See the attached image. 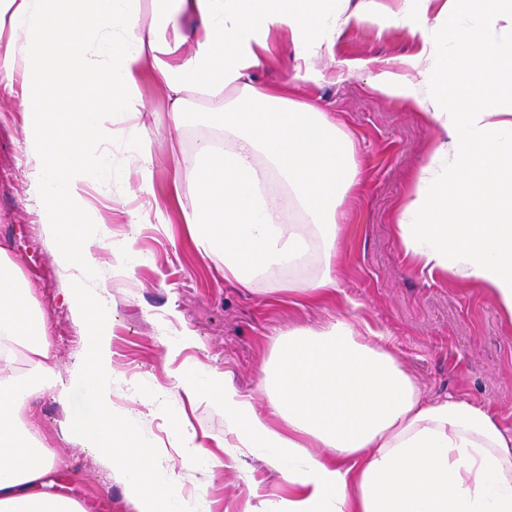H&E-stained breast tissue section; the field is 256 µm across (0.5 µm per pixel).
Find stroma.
I'll return each instance as SVG.
<instances>
[{
	"mask_svg": "<svg viewBox=\"0 0 512 512\" xmlns=\"http://www.w3.org/2000/svg\"><path fill=\"white\" fill-rule=\"evenodd\" d=\"M362 2L360 18L332 47L310 58L319 80L295 88L320 101L354 140L361 193L336 245L337 301L308 303L302 294L286 291V278L278 273L250 288L225 280L223 254L197 249L188 236L183 215L196 207L190 190H183L181 206L162 201L143 223H129L127 209L163 193L181 174L183 157L199 140L214 138L200 118L210 105L205 96L188 97L177 130L165 88L145 80V109L136 123L154 160L151 183L143 182L141 162L126 139L117 137L103 158L107 178L88 190L85 223L111 222L112 244L99 249L95 286L114 319L113 412L156 448V476L175 478L177 493L195 512H261L266 500L287 497L288 484L262 451L236 447L220 401L188 399L174 371L222 373L258 413L267 414L259 388L262 369L278 335L292 328L339 317L369 324L427 398L451 396L484 406L512 429V321L485 289L428 275L411 263L394 234L391 216L410 189V173L427 163L439 129L414 104L372 89L378 70L417 55L423 37L389 22L394 0ZM268 42L272 55L255 80L285 84L293 69L289 35L275 29ZM20 92L0 84V249L28 280L66 387L65 400H35L31 419L64 460L54 475L62 492L96 503V512H136L123 476L64 435L67 417L89 408L86 387L71 376L84 336L65 302L68 279L40 223ZM129 239L134 251L125 265H117L113 252ZM177 417L183 423L179 430L173 424ZM187 431L223 459V469L211 471L205 458L186 455Z\"/></svg>",
	"mask_w": 512,
	"mask_h": 512,
	"instance_id": "obj_1",
	"label": "stroma"
}]
</instances>
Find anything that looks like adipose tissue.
<instances>
[{
	"label": "adipose tissue",
	"mask_w": 512,
	"mask_h": 512,
	"mask_svg": "<svg viewBox=\"0 0 512 512\" xmlns=\"http://www.w3.org/2000/svg\"><path fill=\"white\" fill-rule=\"evenodd\" d=\"M0 0V82L22 78L32 177L42 222L67 274V300L85 336L77 375L91 411L69 419L66 437L119 470L138 512H192L150 473L155 450L112 415V318L93 288L106 224L83 229L89 184L104 175L110 118L135 120L140 86L168 92L180 122L190 93L221 97L205 114L222 133L183 161L197 207L186 215L199 250H220L224 277L252 287L287 273L288 291L334 300L332 270L344 202L358 199L351 136L313 102L253 84L270 29L288 31L294 81L313 80L309 50L340 36L358 12L349 0ZM395 25L426 40L418 55L382 68L372 87L417 104L440 129L429 162L393 216L406 255L423 270L485 288L512 318V0H396ZM194 20L199 36L184 23ZM73 82L56 83L61 67ZM418 72L411 80L408 69ZM276 181L286 189L267 188ZM320 269L305 286L295 273L310 251ZM339 319L293 329L274 344L259 415L220 373L179 376L187 397L219 399L244 448L264 449L288 483L265 512H512V430L481 406L430 400L395 357ZM45 320L21 268L0 251V512H92L45 490L61 457L26 418L36 396L62 398ZM328 448V456L314 447Z\"/></svg>",
	"instance_id": "obj_1"
}]
</instances>
